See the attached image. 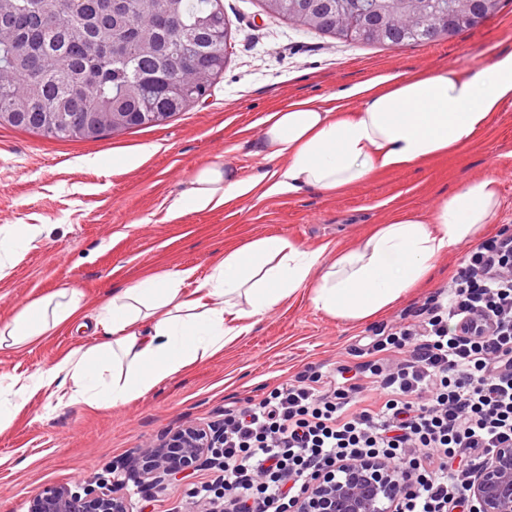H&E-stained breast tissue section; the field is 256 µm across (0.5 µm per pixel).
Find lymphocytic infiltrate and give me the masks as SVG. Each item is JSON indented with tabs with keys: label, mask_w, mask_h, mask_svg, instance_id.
<instances>
[{
	"label": "lymphocytic infiltrate",
	"mask_w": 512,
	"mask_h": 512,
	"mask_svg": "<svg viewBox=\"0 0 512 512\" xmlns=\"http://www.w3.org/2000/svg\"><path fill=\"white\" fill-rule=\"evenodd\" d=\"M512 235L468 252L418 321L376 344L350 384L299 380L224 415V477L198 489L226 512H288L315 471L394 464L396 512H454L495 450L512 445Z\"/></svg>",
	"instance_id": "lymphocytic-infiltrate-1"
}]
</instances>
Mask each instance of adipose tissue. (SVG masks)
<instances>
[{
  "label": "adipose tissue",
  "instance_id": "adipose-tissue-1",
  "mask_svg": "<svg viewBox=\"0 0 512 512\" xmlns=\"http://www.w3.org/2000/svg\"><path fill=\"white\" fill-rule=\"evenodd\" d=\"M349 95L357 107L302 100L269 113L257 151L276 169L244 179L215 161L193 174L169 213L215 210L261 185L275 193H338L374 172L465 147L512 101V54L476 71L375 78ZM499 207L495 181L484 177L441 198L430 216L396 211L330 259L287 237L264 236L226 251L206 271L176 267L113 289L92 314L75 288L35 298L0 322V351L25 349L63 328L80 333L91 325L106 337L44 370L0 372V432L39 393L59 406L97 408L141 398L190 364L222 353L300 294L332 318H372L424 281L448 249L471 242ZM42 232L39 224L0 226V279Z\"/></svg>",
  "mask_w": 512,
  "mask_h": 512
}]
</instances>
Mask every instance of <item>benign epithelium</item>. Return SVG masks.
Listing matches in <instances>:
<instances>
[{"label": "benign epithelium", "instance_id": "benign-epithelium-1", "mask_svg": "<svg viewBox=\"0 0 512 512\" xmlns=\"http://www.w3.org/2000/svg\"><path fill=\"white\" fill-rule=\"evenodd\" d=\"M224 426L184 424L135 449L131 465L112 468L111 486L80 484L52 489L29 512H130L121 493L135 471L137 483L159 490L180 481L193 463L208 456L223 466ZM403 492L395 467L384 461H343L317 472L292 501L291 512H395ZM473 512H512V447L499 448L470 484Z\"/></svg>", "mask_w": 512, "mask_h": 512}]
</instances>
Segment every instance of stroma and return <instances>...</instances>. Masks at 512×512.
Returning a JSON list of instances; mask_svg holds the SVG:
<instances>
[{
  "instance_id": "stroma-1",
  "label": "stroma",
  "mask_w": 512,
  "mask_h": 512,
  "mask_svg": "<svg viewBox=\"0 0 512 512\" xmlns=\"http://www.w3.org/2000/svg\"><path fill=\"white\" fill-rule=\"evenodd\" d=\"M230 24L224 72L211 94L163 125L97 140L61 141L0 127V226L39 224L43 233L12 275L0 280V320L22 304L63 287L78 288L95 311L122 288L166 268L206 271L225 251L255 237L283 235L327 255L385 223L392 211H432L438 200L475 177L494 178L500 208L482 232L512 229V101L471 145L422 165L377 173L337 194H252L229 206L170 218L168 201L216 158L241 177L271 171L256 153L261 121L303 98L346 104L354 84L383 75L441 68L472 71L512 52V0L478 28L443 41L397 48L363 45L300 30L266 14L263 0H222ZM136 155L137 167L120 165ZM468 245L451 248L429 280L362 322L336 320L296 297L269 313L249 336L196 362L144 397L112 409L85 405L46 411L34 396L0 434V512H28L46 489L98 485L113 463L183 423L223 421L225 411L299 378H337L340 365L365 354L399 320L417 311L456 272ZM92 334L59 330L21 351L0 353V370L48 367ZM205 462L158 491L128 480L132 512H205L194 491L214 483Z\"/></svg>"
}]
</instances>
